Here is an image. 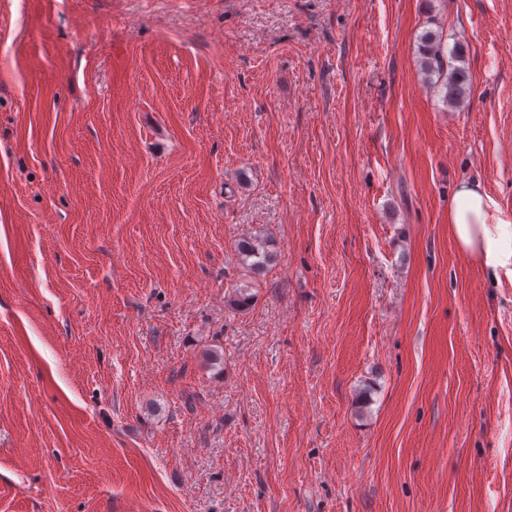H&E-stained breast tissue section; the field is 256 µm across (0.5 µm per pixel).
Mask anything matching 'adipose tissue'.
Wrapping results in <instances>:
<instances>
[{"label": "adipose tissue", "instance_id": "ef3b65f1", "mask_svg": "<svg viewBox=\"0 0 512 512\" xmlns=\"http://www.w3.org/2000/svg\"><path fill=\"white\" fill-rule=\"evenodd\" d=\"M448 224L461 252L476 258L493 276L512 278V215L505 214L481 184L458 185Z\"/></svg>", "mask_w": 512, "mask_h": 512}]
</instances>
